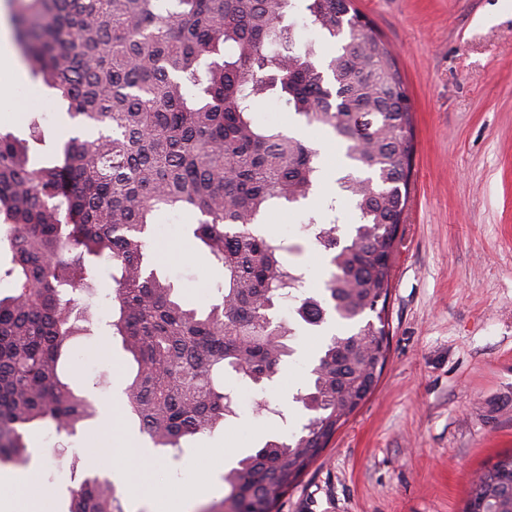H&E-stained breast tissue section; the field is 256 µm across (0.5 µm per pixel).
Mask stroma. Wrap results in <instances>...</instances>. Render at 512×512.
Wrapping results in <instances>:
<instances>
[{
    "mask_svg": "<svg viewBox=\"0 0 512 512\" xmlns=\"http://www.w3.org/2000/svg\"><path fill=\"white\" fill-rule=\"evenodd\" d=\"M394 52L415 110L410 198L400 226L388 305L389 355L373 393L337 431L321 456L279 503V512H463L472 478L512 454V0H355ZM46 95L30 79L0 104V132L24 135L29 113L43 114L49 134H66L62 106L45 110ZM318 149L323 165L317 194L274 211L270 234L298 245L292 263L304 266L311 290L326 265L300 231L322 217V198L344 175V151L324 130L307 127L276 97L254 114ZM196 218L156 215L162 245L159 274L184 300L213 303L209 290L224 278L192 235ZM108 286L80 298L94 334L69 344L68 381L74 391L125 406L135 363L120 339L102 327L112 314ZM326 339L304 327L294 353L265 390L270 410L257 408L245 383L234 389L235 416L212 434L191 438L172 473L153 453L149 471L157 500L179 496L185 474L207 467L212 500L227 494L222 476L237 460L273 437L299 431L304 416L293 400ZM109 348L91 365L85 351ZM102 418L53 444L34 438L25 471L46 487L59 469V451L77 453L78 473L90 471V438L102 455L132 439L149 446L137 426L122 420L106 434Z\"/></svg>",
    "mask_w": 512,
    "mask_h": 512,
    "instance_id": "35a3bbf8",
    "label": "stroma"
}]
</instances>
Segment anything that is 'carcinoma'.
Segmentation results:
<instances>
[{
	"mask_svg": "<svg viewBox=\"0 0 512 512\" xmlns=\"http://www.w3.org/2000/svg\"><path fill=\"white\" fill-rule=\"evenodd\" d=\"M16 40L29 75L66 108L75 134L40 164L29 142L0 133V242L12 294L0 298V465H25L44 429L76 434L95 401L63 379L77 335L74 294L96 295L107 272L112 334L137 370L127 413L153 447L183 442L234 413L229 375L273 380L295 325L279 303L302 287L294 247L259 227L318 188L319 152L254 119L276 92L295 115L344 146L347 196L358 219L304 232L330 267L323 291L295 300V319L344 328L328 337L295 402L300 432L268 440L224 473L228 493L208 512H274L279 499L373 391L387 360L385 308L408 203L413 105L395 59L353 0H22ZM336 46L296 53L297 22ZM197 216L193 237L223 268L220 300L183 306L154 266V213ZM67 512H122L104 476L67 487ZM464 512H512V454L472 481Z\"/></svg>",
	"mask_w": 512,
	"mask_h": 512,
	"instance_id": "1",
	"label": "carcinoma"
}]
</instances>
